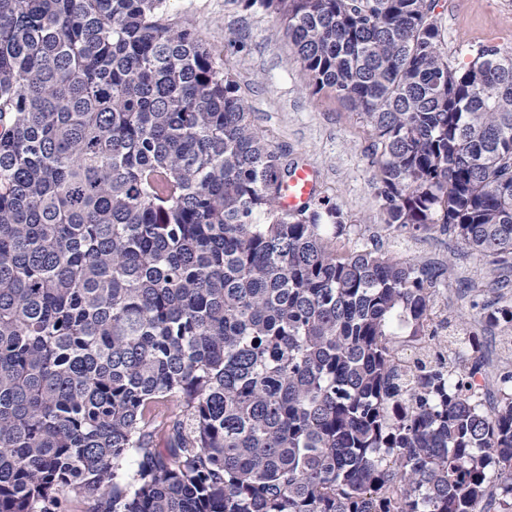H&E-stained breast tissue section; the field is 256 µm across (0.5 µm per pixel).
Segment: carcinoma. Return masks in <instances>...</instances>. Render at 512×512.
<instances>
[{
  "label": "carcinoma",
  "instance_id": "obj_1",
  "mask_svg": "<svg viewBox=\"0 0 512 512\" xmlns=\"http://www.w3.org/2000/svg\"><path fill=\"white\" fill-rule=\"evenodd\" d=\"M437 2L233 0L367 127L387 231L512 268V48L451 64ZM168 4L0 0V512H512V392L394 348L447 269L284 208L295 163Z\"/></svg>",
  "mask_w": 512,
  "mask_h": 512
}]
</instances>
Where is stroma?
Wrapping results in <instances>:
<instances>
[{"mask_svg": "<svg viewBox=\"0 0 512 512\" xmlns=\"http://www.w3.org/2000/svg\"><path fill=\"white\" fill-rule=\"evenodd\" d=\"M170 5L173 16L189 20L230 69L266 139L289 161L314 170L319 192L341 208L352 243L401 259L453 262L437 308L448 320V332H473L480 341L478 351L455 355L457 367L470 366L478 354L495 366L505 361L501 341L512 336V327L486 329L478 306L512 301V269L437 234L386 231L374 170L365 155V127L335 98L311 92L291 44L278 32L277 18L261 10L241 11L232 0H170ZM436 11L453 64L469 62L478 44L504 45L512 39V0H439ZM231 31L246 45V54L226 51Z\"/></svg>", "mask_w": 512, "mask_h": 512, "instance_id": "obj_1", "label": "stroma"}]
</instances>
